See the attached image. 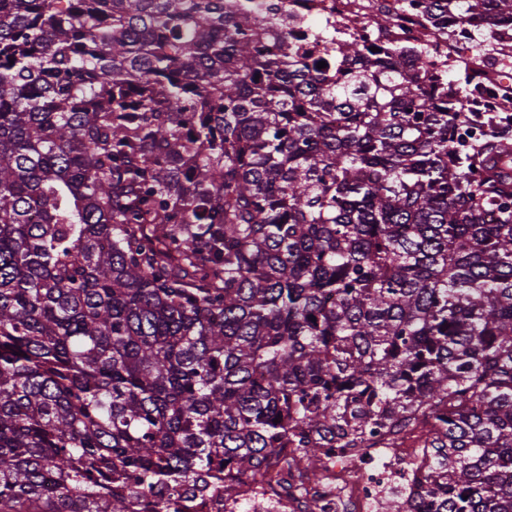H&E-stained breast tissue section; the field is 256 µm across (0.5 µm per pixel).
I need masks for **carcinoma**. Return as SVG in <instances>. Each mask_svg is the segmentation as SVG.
<instances>
[{"mask_svg": "<svg viewBox=\"0 0 512 512\" xmlns=\"http://www.w3.org/2000/svg\"><path fill=\"white\" fill-rule=\"evenodd\" d=\"M224 2L0 0V512L278 448L314 478L405 421L413 512H512L508 116L452 56L426 87L419 50L269 49ZM474 93L473 112H492L497 109L501 88L485 79Z\"/></svg>", "mask_w": 512, "mask_h": 512, "instance_id": "carcinoma-1", "label": "carcinoma"}]
</instances>
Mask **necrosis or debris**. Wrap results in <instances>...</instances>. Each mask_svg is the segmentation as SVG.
<instances>
[{"label":"necrosis or debris","instance_id":"1","mask_svg":"<svg viewBox=\"0 0 512 512\" xmlns=\"http://www.w3.org/2000/svg\"><path fill=\"white\" fill-rule=\"evenodd\" d=\"M256 15L292 34L305 35L308 50L324 42L313 31L323 23L334 38L376 39L382 44L419 41L428 49V76L437 75L449 54L470 53L471 23L438 28L410 0H246ZM393 17L387 30L373 26L378 12ZM432 449L414 441L411 428L369 440L361 448H327L317 481L305 475L301 453L284 448L256 473L236 477L233 493L213 486H185L178 495L153 492L157 512H376L385 496L407 504L430 469Z\"/></svg>","mask_w":512,"mask_h":512}]
</instances>
